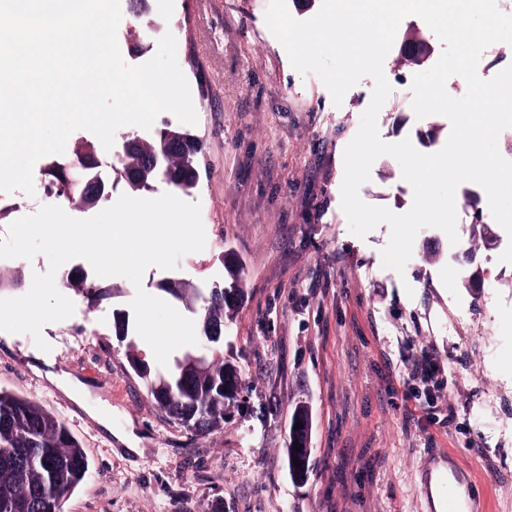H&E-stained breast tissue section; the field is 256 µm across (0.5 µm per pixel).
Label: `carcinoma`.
<instances>
[{
  "instance_id": "1",
  "label": "carcinoma",
  "mask_w": 512,
  "mask_h": 512,
  "mask_svg": "<svg viewBox=\"0 0 512 512\" xmlns=\"http://www.w3.org/2000/svg\"><path fill=\"white\" fill-rule=\"evenodd\" d=\"M165 131L171 142L185 138L177 126L165 124L142 135L137 150L122 163L121 176L128 178L133 192L142 190L137 179L144 169V159L161 147L157 136ZM194 145L189 158L177 156L170 168L171 185L186 192L197 185ZM69 286L87 301L93 300L92 280L84 274L71 273ZM165 292L186 307L199 309L204 324L224 326V315L232 311L237 300L224 297V289L213 288L204 296L190 285ZM238 375L235 365L222 356L187 354L175 361L174 368L150 385L151 395L173 421L187 424L186 407L202 419L199 432H210L224 426L233 399L224 396L225 374ZM89 459L79 440L69 429L41 405L6 390H0V512H62L63 501L83 481L89 470Z\"/></svg>"
}]
</instances>
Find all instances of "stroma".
<instances>
[{
    "mask_svg": "<svg viewBox=\"0 0 512 512\" xmlns=\"http://www.w3.org/2000/svg\"><path fill=\"white\" fill-rule=\"evenodd\" d=\"M137 18L120 0L119 47H157L151 23L165 21L190 86L200 139L199 182L184 201H205L202 251L177 269L149 267L144 290L165 280L209 290L225 262L240 270L244 299L216 350L246 385V401L223 428L199 434L169 421L130 367L127 342L159 371L149 345L116 311H129L133 284L101 277L91 305L73 296V315L46 324L50 352L27 334L0 331V389L58 416L83 445L90 469L64 512H437L447 490L431 482L435 448L452 449L454 472L490 477L488 512H512V264L479 225L458 223L474 263L448 259L444 232L422 229L404 273L384 268L390 229L350 233L341 208L343 152L370 104L363 78L342 106L315 74L291 65L265 23L268 0H150ZM392 92L378 115L385 142L410 139L441 150L448 120L416 118L417 65L393 44L383 64ZM359 195L407 212L413 189L396 159L382 156ZM462 316L456 335L448 324ZM495 335H485V327ZM431 356L437 388L411 376L404 360ZM76 381L80 400L51 383ZM311 411L308 473L295 480L286 448L299 404Z\"/></svg>",
    "mask_w": 512,
    "mask_h": 512,
    "instance_id": "35a3bbf8",
    "label": "stroma"
}]
</instances>
